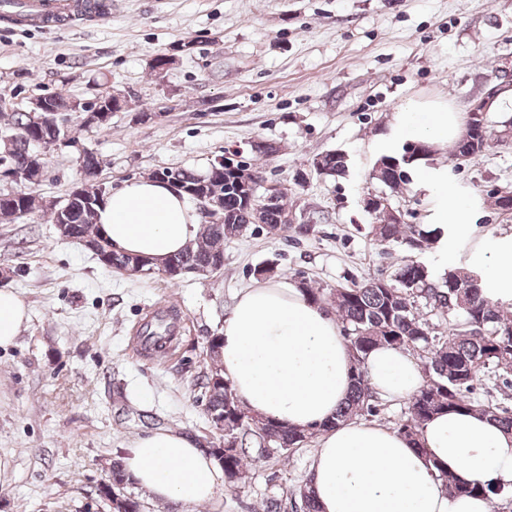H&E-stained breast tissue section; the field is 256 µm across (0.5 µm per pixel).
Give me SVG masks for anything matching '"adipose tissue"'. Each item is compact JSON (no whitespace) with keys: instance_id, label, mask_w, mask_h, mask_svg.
<instances>
[{"instance_id":"1","label":"adipose tissue","mask_w":512,"mask_h":512,"mask_svg":"<svg viewBox=\"0 0 512 512\" xmlns=\"http://www.w3.org/2000/svg\"><path fill=\"white\" fill-rule=\"evenodd\" d=\"M465 124L453 102H410L397 114L385 144L393 153L420 138L444 150ZM418 183L434 201L432 218L466 230L475 218L442 168L424 167ZM97 222L114 252L159 264L196 235L198 217L185 196L166 181L139 178L112 191ZM28 309L10 288H0V348L14 345ZM219 364L252 415L283 425L320 428L308 489L320 512H489L479 497L450 498L438 467L466 484L512 487V433L481 411L443 412L426 421L418 444L372 422H328L345 400L355 361L327 307L307 299L287 282L252 284L236 298L218 329ZM373 392L410 397L424 376L405 351L381 347L365 362ZM122 466L140 488L161 503L212 502L224 488V473L196 436L156 431L133 440Z\"/></svg>"}]
</instances>
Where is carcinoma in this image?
Segmentation results:
<instances>
[{
	"label": "carcinoma",
	"instance_id": "obj_1",
	"mask_svg": "<svg viewBox=\"0 0 512 512\" xmlns=\"http://www.w3.org/2000/svg\"><path fill=\"white\" fill-rule=\"evenodd\" d=\"M55 112L53 125L30 132L26 139L15 143L9 159L0 162V170L26 167L31 153L43 143L58 139L69 144L72 136L71 100L66 90L48 94ZM25 112H13L0 134L13 135L28 125ZM489 130L469 122L462 137L454 144L450 156L470 158L488 147ZM435 154L425 141L403 147L402 151L381 156L373 175L392 191L408 180L406 172L412 166L427 162ZM347 159L341 153L328 152L319 156L318 172L327 177L343 174ZM155 177L175 179L186 185L207 183V193L224 196L222 224H201L195 239L180 253L172 256L179 264L203 271V276L222 269L224 243L243 236L249 227L260 221L267 234L275 237L288 230L299 236L315 232L314 222L284 224L281 216L288 213L285 200L289 188L281 186L270 197L266 191L251 190L237 184L239 176L230 172L207 170L194 174L183 169L166 168ZM102 197V187L96 181H86L82 194L70 202L71 229L92 240L101 239L96 216ZM26 208L35 213L40 208L34 191L0 192V223H14V212ZM379 223L369 225V234L385 245L400 243L411 252H422L439 243L447 234V224H403L394 221L386 208H375ZM112 269L130 275L149 274V261L132 255L112 253ZM302 291L312 301L336 310L343 324L345 337L357 362L351 392L336 411L330 424L350 421L378 411V399L368 388L363 367L369 352L379 346L409 351L422 363L425 380L420 390L409 399L406 419L397 427L405 438L417 441L421 425L441 412L480 410L492 415L507 430L512 431V410L496 404H482L472 399L474 383L482 376L512 386V317L505 312L507 303L488 295L487 282L477 270L450 267L437 276L423 262L407 259L387 277L372 278L363 283L326 290L314 282H300ZM202 389V401L208 415L224 417L218 430L224 439V485L238 490L246 483L247 458L254 451L267 460L288 459V454L305 445L322 428L291 429L269 420H258L241 406L230 383L220 369L209 366L197 378ZM440 479L450 496H479L488 502L512 497L506 487L494 484H457L448 480L445 468L438 467ZM299 504V512H319L315 501L302 484L290 492Z\"/></svg>",
	"mask_w": 512,
	"mask_h": 512
}]
</instances>
